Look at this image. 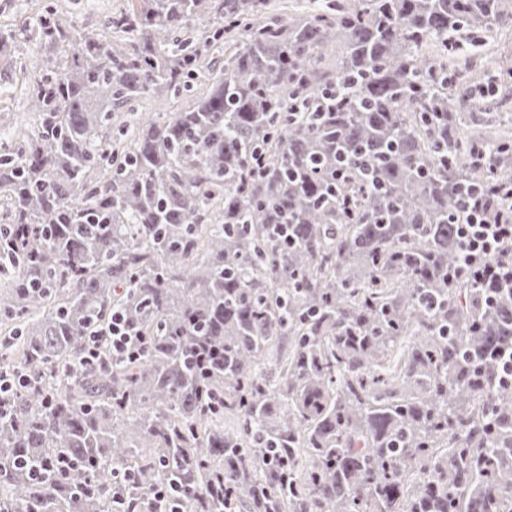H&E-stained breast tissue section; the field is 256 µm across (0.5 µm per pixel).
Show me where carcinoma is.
<instances>
[{
  "label": "carcinoma",
  "mask_w": 512,
  "mask_h": 512,
  "mask_svg": "<svg viewBox=\"0 0 512 512\" xmlns=\"http://www.w3.org/2000/svg\"><path fill=\"white\" fill-rule=\"evenodd\" d=\"M510 19L512 0H138L99 33L41 20L36 123L0 145V210L29 229L0 265V368L32 378L0 412V512H113L115 469L141 512L165 481L181 512H512L491 356L512 287L461 273L489 137L448 55ZM494 151L512 180L508 134ZM116 312L139 354L80 365ZM224 483L231 502L205 494Z\"/></svg>",
  "instance_id": "1"
}]
</instances>
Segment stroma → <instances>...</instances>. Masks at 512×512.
I'll use <instances>...</instances> for the list:
<instances>
[{
  "mask_svg": "<svg viewBox=\"0 0 512 512\" xmlns=\"http://www.w3.org/2000/svg\"><path fill=\"white\" fill-rule=\"evenodd\" d=\"M128 0H0V32L10 38L0 47V143H16L23 124L31 123L27 86L32 65L43 52L34 32L47 10L69 17L77 28L101 31ZM455 50L456 68L470 67L487 92L482 100L498 122L512 131V25L490 37L483 29L462 32Z\"/></svg>",
  "mask_w": 512,
  "mask_h": 512,
  "instance_id": "stroma-1",
  "label": "stroma"
}]
</instances>
